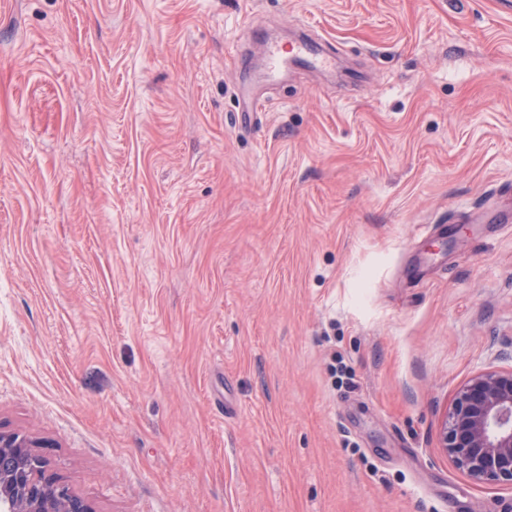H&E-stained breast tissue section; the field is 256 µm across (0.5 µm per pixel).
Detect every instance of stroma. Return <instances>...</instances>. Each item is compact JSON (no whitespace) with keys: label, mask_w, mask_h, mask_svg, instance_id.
Masks as SVG:
<instances>
[{"label":"stroma","mask_w":512,"mask_h":512,"mask_svg":"<svg viewBox=\"0 0 512 512\" xmlns=\"http://www.w3.org/2000/svg\"><path fill=\"white\" fill-rule=\"evenodd\" d=\"M509 207L512 0H0V427L98 512H512L438 437ZM295 53L292 57L285 56L281 53L280 48L272 45L261 46L262 53L266 59L265 79L268 81H276L279 79L284 68L304 57L310 67L317 68L324 64V59L311 54L307 41H302L300 45L293 47Z\"/></svg>","instance_id":"35a3bbf8"}]
</instances>
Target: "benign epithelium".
Here are the masks:
<instances>
[{
  "label": "benign epithelium",
  "instance_id": "7a95c632",
  "mask_svg": "<svg viewBox=\"0 0 512 512\" xmlns=\"http://www.w3.org/2000/svg\"><path fill=\"white\" fill-rule=\"evenodd\" d=\"M441 448L476 483L512 486V368L474 375L456 394L439 429ZM40 443L0 430V512H96L50 473Z\"/></svg>",
  "mask_w": 512,
  "mask_h": 512
}]
</instances>
